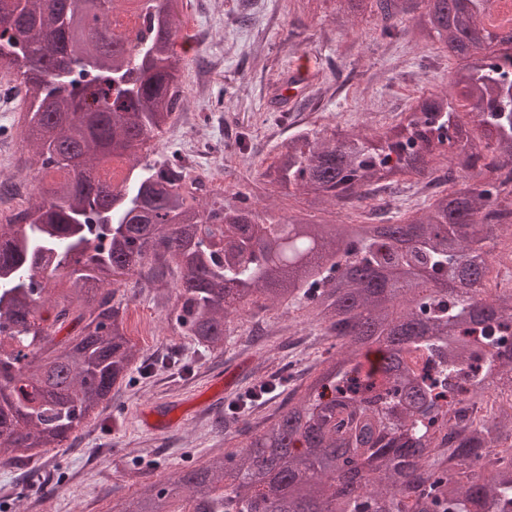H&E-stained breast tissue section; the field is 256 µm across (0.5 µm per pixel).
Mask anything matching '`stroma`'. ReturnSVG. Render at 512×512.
<instances>
[{"instance_id":"stroma-1","label":"stroma","mask_w":512,"mask_h":512,"mask_svg":"<svg viewBox=\"0 0 512 512\" xmlns=\"http://www.w3.org/2000/svg\"><path fill=\"white\" fill-rule=\"evenodd\" d=\"M174 50L184 106L140 151L141 161L175 148L206 178L226 170L245 178L257 207L275 216L306 215L300 197L268 185L263 173L288 138L301 131H389L414 97L442 88L452 66L446 51L380 35L381 21L361 15L337 26L334 0H176ZM313 75L305 108L275 101L296 68ZM21 111L0 82V145L9 146L0 180L21 185L0 198L9 213L31 196L33 166L22 140ZM177 269L165 295L134 277L116 293L128 318L137 364L101 406V423L78 428L63 447L0 465L6 512H112L119 498L200 466L223 453L224 414L258 382L281 378L274 404L286 400L310 366L335 350L319 326L295 328L286 308H252L231 325L223 348L205 350L174 333L167 314Z\"/></svg>"}]
</instances>
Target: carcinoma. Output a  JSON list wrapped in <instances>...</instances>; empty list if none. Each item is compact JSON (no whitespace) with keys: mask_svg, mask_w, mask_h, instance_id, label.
Wrapping results in <instances>:
<instances>
[{"mask_svg":"<svg viewBox=\"0 0 512 512\" xmlns=\"http://www.w3.org/2000/svg\"><path fill=\"white\" fill-rule=\"evenodd\" d=\"M136 2L21 0L0 31L33 161L64 174L0 224V450L38 456L98 417L136 360L115 285L161 287L173 263L172 326L197 345L222 347L228 318L250 304L309 307L336 360L245 441L120 512H512V457L498 451L512 443V403L466 422L439 410L418 371L435 355L453 377L480 334L495 352L465 401L512 391V350L499 349L512 291L488 288L489 243L512 227V20L494 23L491 0H339L341 26L374 8L383 35L446 50L448 87L416 97L377 139L299 132L265 176L319 211L428 178L437 160L447 188L393 224L314 222L262 215L243 183L201 198L177 149L96 180L104 161L137 160L180 106L168 0ZM111 12L134 20L127 47L90 24ZM275 386L259 384L229 419Z\"/></svg>","mask_w":512,"mask_h":512,"instance_id":"obj_1","label":"carcinoma"}]
</instances>
